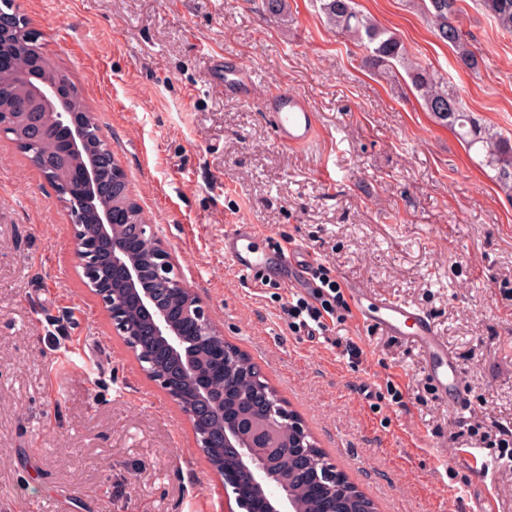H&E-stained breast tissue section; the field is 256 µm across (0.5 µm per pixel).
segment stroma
Masks as SVG:
<instances>
[{
	"label": "stroma",
	"mask_w": 512,
	"mask_h": 512,
	"mask_svg": "<svg viewBox=\"0 0 512 512\" xmlns=\"http://www.w3.org/2000/svg\"><path fill=\"white\" fill-rule=\"evenodd\" d=\"M112 146L131 197L175 270L378 512H462L474 472L512 512V197L435 122L404 80L360 64L314 0L287 20L262 0H18ZM419 0H356L466 106L512 136V37L476 0L457 25L480 60L461 68ZM241 60L251 101L208 84L210 55ZM288 89L318 119L307 147L280 145L259 102ZM260 250L299 244L337 284L426 311L462 368L449 406L419 349L337 309L295 331L299 289L242 276L224 228ZM231 488L189 421L114 329L75 254L51 184L0 136V512H225Z\"/></svg>",
	"instance_id": "35a3bbf8"
}]
</instances>
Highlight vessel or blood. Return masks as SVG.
I'll list each match as a JSON object with an SVG mask.
<instances>
[{
  "label": "vessel or blood",
  "mask_w": 512,
  "mask_h": 512,
  "mask_svg": "<svg viewBox=\"0 0 512 512\" xmlns=\"http://www.w3.org/2000/svg\"><path fill=\"white\" fill-rule=\"evenodd\" d=\"M208 81L222 87L225 95L242 101L249 100L252 74L239 59L214 56L209 62ZM274 122L279 143L301 146L317 131V120L307 99L295 92L277 90L260 102ZM256 230L248 224H231L224 229V256L243 276H251L256 267L278 260L285 279L315 295L320 288L314 276L316 256L307 248L291 244L276 254L258 253L248 249L246 241ZM347 292L357 321L365 327L381 330L395 339L407 340L421 351L429 375L440 394L449 395L451 402L464 397L463 377L456 354L439 336L434 321L424 310L408 303L391 300L358 284H349Z\"/></svg>",
  "instance_id": "vessel-or-blood-1"
}]
</instances>
